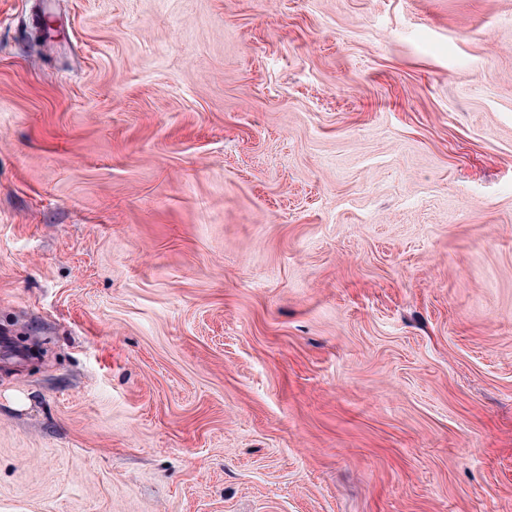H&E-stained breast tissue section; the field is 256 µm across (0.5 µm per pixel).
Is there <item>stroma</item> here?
Segmentation results:
<instances>
[{
	"label": "stroma",
	"instance_id": "stroma-1",
	"mask_svg": "<svg viewBox=\"0 0 512 512\" xmlns=\"http://www.w3.org/2000/svg\"><path fill=\"white\" fill-rule=\"evenodd\" d=\"M0 512H512V0H0Z\"/></svg>",
	"mask_w": 512,
	"mask_h": 512
}]
</instances>
